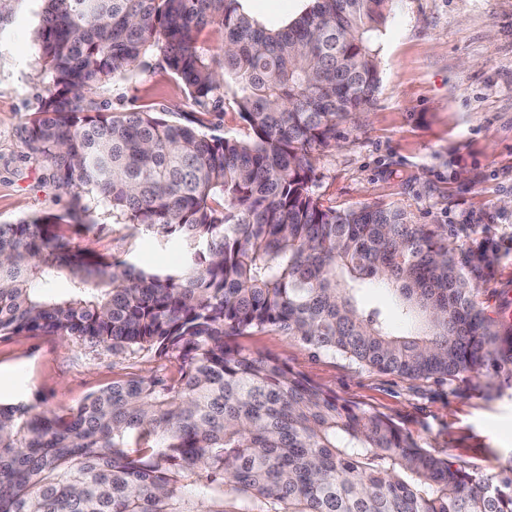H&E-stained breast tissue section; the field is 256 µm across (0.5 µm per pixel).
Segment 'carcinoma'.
Masks as SVG:
<instances>
[{
    "label": "carcinoma",
    "mask_w": 512,
    "mask_h": 512,
    "mask_svg": "<svg viewBox=\"0 0 512 512\" xmlns=\"http://www.w3.org/2000/svg\"><path fill=\"white\" fill-rule=\"evenodd\" d=\"M397 2L312 0L271 29L237 0H0V38L37 5L53 90L20 138L72 198L64 215L0 224V336L177 367L114 381L67 414L0 403V512H512V473L456 467L387 416L231 343L274 327L316 353L442 384L512 353L447 231L391 205L338 211L313 196V154L378 91L377 42ZM211 25L217 50L200 40ZM155 51L203 109L233 87L250 135L100 110L92 91ZM100 203L182 263L145 270L72 249L56 228L82 230ZM56 274L67 293L36 287ZM376 284L408 332L364 304Z\"/></svg>",
    "instance_id": "1"
}]
</instances>
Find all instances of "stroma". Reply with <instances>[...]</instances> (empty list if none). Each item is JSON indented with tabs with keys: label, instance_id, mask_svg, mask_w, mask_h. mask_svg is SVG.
Segmentation results:
<instances>
[{
	"label": "stroma",
	"instance_id": "obj_1",
	"mask_svg": "<svg viewBox=\"0 0 512 512\" xmlns=\"http://www.w3.org/2000/svg\"><path fill=\"white\" fill-rule=\"evenodd\" d=\"M34 19L18 12L0 42V222L60 214L69 195L44 182L25 159L18 130L51 87L36 62ZM381 84L356 122L339 127L336 146L315 159L312 191L327 208L393 205L419 224L447 230L471 261L479 303L494 331L512 309V0H401L380 39ZM97 105L144 108L195 122L208 135L244 138L249 128L232 94L209 112L188 97L160 53L149 66L99 86ZM76 248L113 253L144 269L179 263L151 236L115 223L106 205ZM314 384L382 413L431 453L486 475L512 468V362L450 383L376 372L344 357L313 353L275 328L237 337ZM141 353L113 357L54 335L0 336V401L37 403L66 413L88 395L134 375L173 372Z\"/></svg>",
	"mask_w": 512,
	"mask_h": 512
}]
</instances>
